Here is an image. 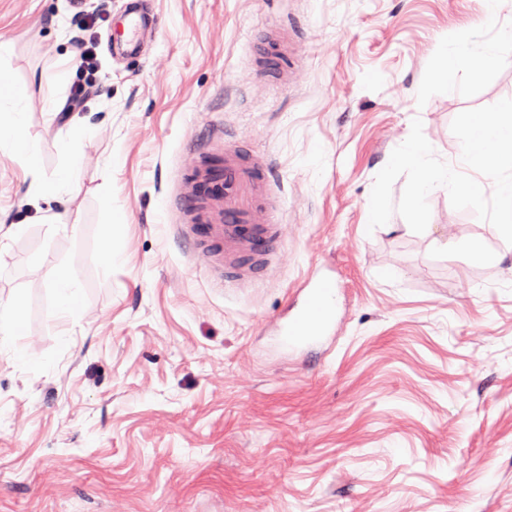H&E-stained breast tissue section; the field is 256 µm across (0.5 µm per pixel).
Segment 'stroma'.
I'll use <instances>...</instances> for the list:
<instances>
[{
  "mask_svg": "<svg viewBox=\"0 0 512 512\" xmlns=\"http://www.w3.org/2000/svg\"><path fill=\"white\" fill-rule=\"evenodd\" d=\"M125 0H83L102 95L62 118L78 71L71 0H0V80L35 146L0 145V512H512V245L445 187L428 231L369 229L375 177L413 119L464 170L461 112L512 98V65L453 87L438 47L492 41L484 0H152L146 54L108 44ZM299 29L287 85L254 65ZM81 136L84 158L64 145ZM267 155L277 237L229 285L187 247L169 199L197 148ZM67 171L62 194L36 181ZM118 259L104 266L103 244ZM475 243L494 263L464 259ZM77 283L60 315L53 285ZM332 278L334 328L275 350L308 280ZM0 347L8 345L12 336H15L23 323V309L17 300H11L6 304L0 300ZM2 308L4 313L2 315Z\"/></svg>",
  "mask_w": 512,
  "mask_h": 512,
  "instance_id": "1",
  "label": "stroma"
}]
</instances>
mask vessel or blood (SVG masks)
I'll return each instance as SVG.
<instances>
[{"instance_id": "1", "label": "vessel or blood", "mask_w": 512, "mask_h": 512, "mask_svg": "<svg viewBox=\"0 0 512 512\" xmlns=\"http://www.w3.org/2000/svg\"><path fill=\"white\" fill-rule=\"evenodd\" d=\"M120 27L112 36L113 50L129 55L140 52L145 33L158 30L159 22L145 11L143 0H128ZM293 29L292 23H281L270 38L267 56L256 64L279 83L288 79V34ZM186 184L175 205L193 241L206 247L208 257L222 259L235 281L254 279L261 270V244L274 236L279 223L276 178L267 157L245 159L228 144L220 162H202ZM260 210L267 220L257 224L253 217ZM334 293L331 280L311 285L301 311L280 329L284 345L298 346L325 336L334 319L335 307L328 301Z\"/></svg>"}]
</instances>
